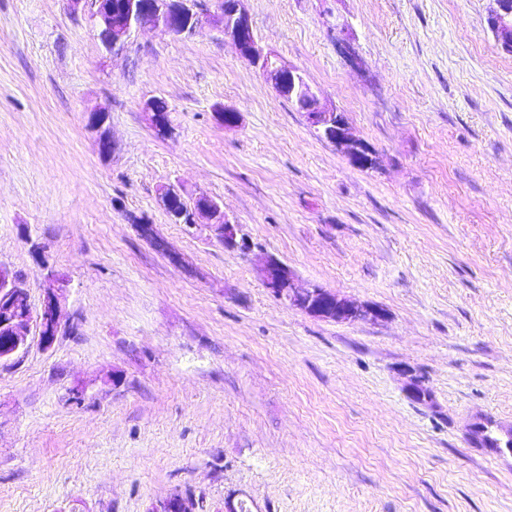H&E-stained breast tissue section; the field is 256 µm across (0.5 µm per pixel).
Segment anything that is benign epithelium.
Listing matches in <instances>:
<instances>
[{
    "label": "benign epithelium",
    "instance_id": "benign-epithelium-1",
    "mask_svg": "<svg viewBox=\"0 0 512 512\" xmlns=\"http://www.w3.org/2000/svg\"><path fill=\"white\" fill-rule=\"evenodd\" d=\"M71 10L88 13L98 31L103 46L114 52L123 49L130 32L138 28H161L172 35L192 33L200 24L194 11V0H124L123 11L119 14L102 7L103 0H68ZM496 7L486 18L498 49L512 54V0H493ZM214 22L224 28V39L231 42L240 57L258 68L271 83L275 92L296 102L302 107L311 126L331 143L337 151L356 159L361 156L363 142L356 139L343 115L329 109L320 102L318 93L312 89L300 71L283 63L271 51L264 50L257 42L251 23V16L244 6V0L234 3L213 16ZM99 114L91 116V125L98 132L97 145L101 155L108 156L113 151L112 141L98 121ZM190 229L205 228L224 248L246 252L249 243L241 227L224 215L220 203L211 199L209 205L200 212L190 214L187 220ZM263 283L279 299H284L296 308L312 315L341 321L376 320L379 310L369 306H355L342 300L323 288H301L288 266L275 258L266 261L262 271ZM49 287L40 309L35 310L29 302V291L24 281L17 278L7 267L0 265V334L8 340L0 348V362L10 361L28 348L31 325H36L43 345L50 346L60 327V315L66 301L67 282L50 272L47 275ZM471 437L479 442L486 441L491 450L512 453V433L503 441L493 437L488 427L476 422L470 427ZM151 512H191L188 499L171 494L155 505Z\"/></svg>",
    "mask_w": 512,
    "mask_h": 512
}]
</instances>
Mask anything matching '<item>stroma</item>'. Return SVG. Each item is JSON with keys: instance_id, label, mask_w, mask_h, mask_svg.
Listing matches in <instances>:
<instances>
[{"instance_id": "obj_1", "label": "stroma", "mask_w": 512, "mask_h": 512, "mask_svg": "<svg viewBox=\"0 0 512 512\" xmlns=\"http://www.w3.org/2000/svg\"><path fill=\"white\" fill-rule=\"evenodd\" d=\"M219 2L193 35L138 29L114 54L68 0H0V264L36 309L48 272L67 280L55 343L0 363V512L176 492L200 512H512V454L468 434L512 429V55L489 0H247L371 169L239 57ZM171 184L222 203L252 252L173 223ZM271 257L382 318L286 304Z\"/></svg>"}]
</instances>
